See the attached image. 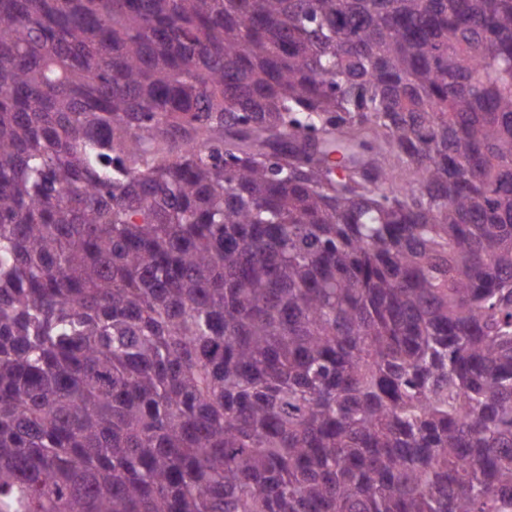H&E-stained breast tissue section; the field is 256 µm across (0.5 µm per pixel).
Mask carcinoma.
<instances>
[{
    "label": "carcinoma",
    "mask_w": 512,
    "mask_h": 512,
    "mask_svg": "<svg viewBox=\"0 0 512 512\" xmlns=\"http://www.w3.org/2000/svg\"><path fill=\"white\" fill-rule=\"evenodd\" d=\"M0 512H512V0H0Z\"/></svg>",
    "instance_id": "1"
}]
</instances>
